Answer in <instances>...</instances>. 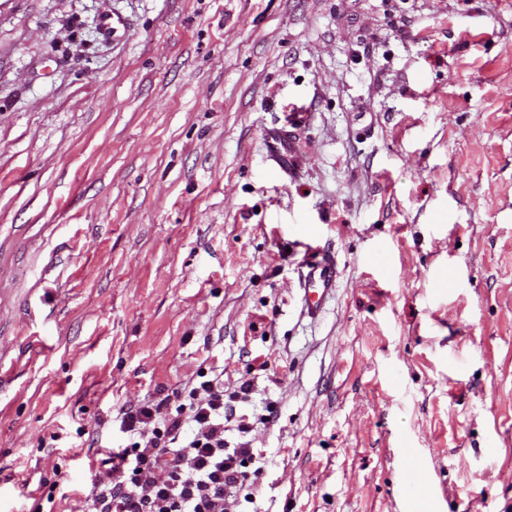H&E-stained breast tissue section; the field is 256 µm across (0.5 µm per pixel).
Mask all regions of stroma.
<instances>
[{
    "instance_id": "1",
    "label": "stroma",
    "mask_w": 512,
    "mask_h": 512,
    "mask_svg": "<svg viewBox=\"0 0 512 512\" xmlns=\"http://www.w3.org/2000/svg\"><path fill=\"white\" fill-rule=\"evenodd\" d=\"M204 378L238 512H512V0H0V512ZM100 32L105 40L116 42L128 36L129 28L122 15L112 12L101 17ZM301 288L303 312L311 318L322 312L326 299L334 297L339 285L340 272L336 258L321 247L310 245L305 263Z\"/></svg>"
}]
</instances>
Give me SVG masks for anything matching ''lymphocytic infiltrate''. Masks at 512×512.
<instances>
[{
    "label": "lymphocytic infiltrate",
    "mask_w": 512,
    "mask_h": 512,
    "mask_svg": "<svg viewBox=\"0 0 512 512\" xmlns=\"http://www.w3.org/2000/svg\"><path fill=\"white\" fill-rule=\"evenodd\" d=\"M168 398L121 409L132 443L110 450L108 481L93 479V512H234L261 449L224 441V391L204 381L168 413ZM190 435H183L185 423Z\"/></svg>",
    "instance_id": "lymphocytic-infiltrate-1"
}]
</instances>
